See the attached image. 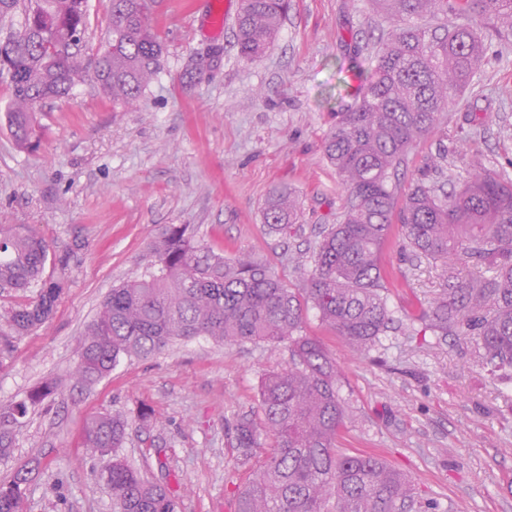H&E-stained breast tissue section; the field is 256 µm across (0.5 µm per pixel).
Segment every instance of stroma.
Segmentation results:
<instances>
[{"instance_id":"stroma-1","label":"stroma","mask_w":512,"mask_h":512,"mask_svg":"<svg viewBox=\"0 0 512 512\" xmlns=\"http://www.w3.org/2000/svg\"><path fill=\"white\" fill-rule=\"evenodd\" d=\"M241 0H223L224 34L213 36L212 0H152L164 43L157 80L132 106L113 105L93 79L45 104L31 148L8 129L9 86L0 81V225L29 224L69 275L51 320L0 351V406L34 387L58 388L31 410L0 481L40 460L25 512H112L108 489L82 445L88 416L122 413L132 424L121 456L173 491L177 512H234L239 487L264 462L242 458L232 427L259 411L258 386L287 365V345L179 340L161 353L121 361L86 385L74 375L79 336L113 285L151 261L170 224L191 225L215 252L263 260L288 287L312 268L322 225L335 223L344 192L323 154L338 112L356 101L349 68L386 29L370 0H292L276 44L248 63L235 47ZM442 156L445 183L468 178L473 158L512 177V40L490 37L472 84L410 150L409 188ZM294 188L302 219L269 235L262 207L276 186ZM383 292L396 322L365 355L308 310L304 332L342 373L348 417L336 439L408 475L435 512H512V373L489 375L475 339L441 337L421 318L439 280L434 265L383 249ZM148 410L147 425L134 421Z\"/></svg>"}]
</instances>
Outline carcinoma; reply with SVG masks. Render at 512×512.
<instances>
[{
  "mask_svg": "<svg viewBox=\"0 0 512 512\" xmlns=\"http://www.w3.org/2000/svg\"><path fill=\"white\" fill-rule=\"evenodd\" d=\"M104 43L87 56L82 34L87 0H0V76L11 90L9 130L28 148L36 112L68 96L88 74L116 105L138 100L156 78L163 44L149 22L148 0H108ZM391 29L359 71L355 105L337 114L324 153L346 197L336 224L313 252L301 287L289 288L265 264L230 259L195 240L187 224L171 225L138 276L113 288L77 348L76 376L87 384L124 358H143L175 340L286 344L288 366L261 380L258 420L234 427L243 456L266 449V460L236 497V512H406L411 483L374 454H347L336 438L347 411L336 363L303 334L304 312L321 320L355 352H366L394 323L382 295L381 253L394 223L417 256L435 264L440 292L421 319L439 336L475 339L494 371L512 369V179L478 162L460 189L448 191L423 173L399 194L393 181L412 146L435 128L473 79L484 51L483 28L512 36V0H374ZM289 0H241L237 53L263 58L278 38ZM468 15L469 26L448 16ZM24 26L26 42L3 41ZM264 224L286 235L298 221L296 197L273 191ZM58 270L44 278L46 263ZM68 270L49 258L46 240L29 224L0 226V289L27 294L0 311L16 335L52 316ZM47 383L0 409V458L10 454L21 419L53 393ZM129 420L99 412L86 423L83 447L101 461L97 477L112 495V512H176L169 487L144 477L118 455ZM31 470L0 484V512H24Z\"/></svg>",
  "mask_w": 512,
  "mask_h": 512,
  "instance_id": "1",
  "label": "carcinoma"
}]
</instances>
